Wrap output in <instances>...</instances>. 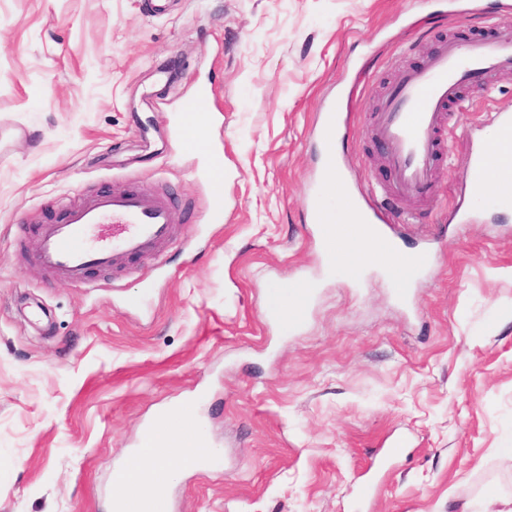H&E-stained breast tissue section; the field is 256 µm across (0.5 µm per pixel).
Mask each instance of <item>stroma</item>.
I'll use <instances>...</instances> for the list:
<instances>
[{
    "label": "stroma",
    "instance_id": "1",
    "mask_svg": "<svg viewBox=\"0 0 512 512\" xmlns=\"http://www.w3.org/2000/svg\"><path fill=\"white\" fill-rule=\"evenodd\" d=\"M0 0V512H111L143 431L190 402L212 458L169 512H480L512 497V207L455 212L467 158L512 114V74L461 88L428 200L395 192L373 126L444 41H493L512 0ZM212 89L224 217L172 127ZM346 184L434 267L400 301L322 257L307 211L330 94ZM186 214L162 259L54 279L32 241L94 192ZM317 271L281 332L274 295Z\"/></svg>",
    "mask_w": 512,
    "mask_h": 512
}]
</instances>
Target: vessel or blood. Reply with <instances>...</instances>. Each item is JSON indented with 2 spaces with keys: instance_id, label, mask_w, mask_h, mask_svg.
<instances>
[{
  "instance_id": "b4317fda",
  "label": "vessel or blood",
  "mask_w": 512,
  "mask_h": 512,
  "mask_svg": "<svg viewBox=\"0 0 512 512\" xmlns=\"http://www.w3.org/2000/svg\"><path fill=\"white\" fill-rule=\"evenodd\" d=\"M512 73V27L506 26L493 43L475 41L459 46L449 41L427 65L402 74L377 114L375 135L387 147L386 160L396 174V191L426 196L436 179L435 131L445 119V107L464 82L489 83ZM211 95L199 87L183 105L175 124L179 146L195 152L209 138L199 118L208 113ZM469 192H479L491 176L486 151L472 153L467 162ZM213 216L224 214V158L211 152L204 175ZM181 217L165 196L128 190L93 193L67 207L60 223L46 225L34 240L40 265L56 277L78 282L92 267L119 268L131 255H156L169 243ZM152 430L142 434L128 464L116 471L118 482L136 475L140 461L157 447Z\"/></svg>"
}]
</instances>
